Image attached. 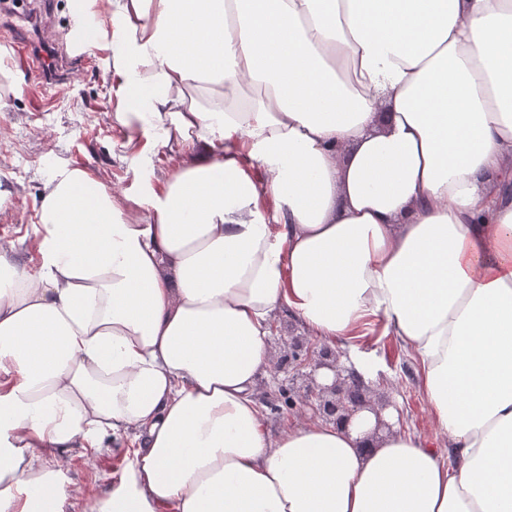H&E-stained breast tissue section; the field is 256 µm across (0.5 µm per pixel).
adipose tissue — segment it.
Instances as JSON below:
<instances>
[{"label": "adipose tissue", "instance_id": "1", "mask_svg": "<svg viewBox=\"0 0 512 512\" xmlns=\"http://www.w3.org/2000/svg\"><path fill=\"white\" fill-rule=\"evenodd\" d=\"M79 3L115 121L191 157L62 167L0 237V512H512V0ZM281 309L370 388L395 336L450 456L391 407L271 434ZM126 466L125 448H114L111 455L101 458L94 467H87L77 456L70 468L68 477L76 488L96 485L107 490L117 483Z\"/></svg>", "mask_w": 512, "mask_h": 512}]
</instances>
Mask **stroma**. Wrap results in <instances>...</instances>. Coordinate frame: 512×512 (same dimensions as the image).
Here are the masks:
<instances>
[{
    "label": "stroma",
    "mask_w": 512,
    "mask_h": 512,
    "mask_svg": "<svg viewBox=\"0 0 512 512\" xmlns=\"http://www.w3.org/2000/svg\"><path fill=\"white\" fill-rule=\"evenodd\" d=\"M11 20V14L0 12V47L8 50L19 76L17 89L5 91V104L0 107V172L6 173L13 187L12 195L0 202V235L24 234L39 202L43 179L60 166L93 171L106 188L130 197L144 195L147 186L163 180L169 172L166 149H154L144 161L125 147L127 137H142L143 131L138 126L120 127L114 120L109 78L100 52L92 46L94 31L83 34L91 46L90 66L72 68L62 95L52 97L37 82L29 58L15 51L14 38L5 33ZM274 325L276 361L261 378L256 395L266 427L276 434L296 416L315 409L312 393L317 385L311 365L319 361L322 347L306 336L288 311H277ZM295 342L302 346L299 363L288 358L289 346ZM365 350L382 367L378 394L399 410L403 427L447 449L448 439L436 430L412 357L391 336L370 337ZM125 466V451L117 448L92 467L75 458L68 477L74 487L95 485L106 490L119 481Z\"/></svg>",
    "instance_id": "obj_1"
}]
</instances>
